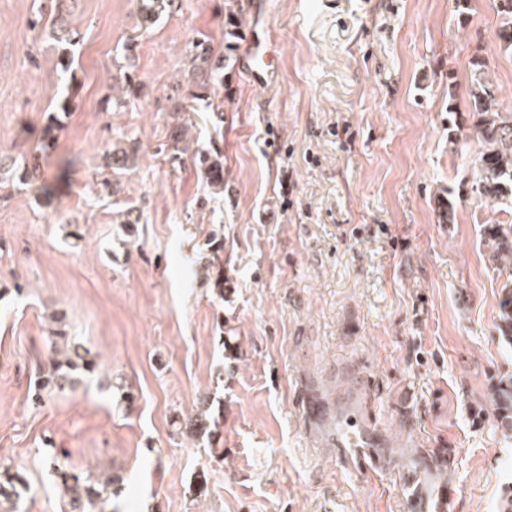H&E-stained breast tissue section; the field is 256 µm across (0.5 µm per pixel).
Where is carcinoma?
I'll list each match as a JSON object with an SVG mask.
<instances>
[{"label": "carcinoma", "instance_id": "obj_1", "mask_svg": "<svg viewBox=\"0 0 512 512\" xmlns=\"http://www.w3.org/2000/svg\"><path fill=\"white\" fill-rule=\"evenodd\" d=\"M142 19L145 26L153 25L171 0H139ZM500 22L496 39L500 51L512 57V0H498ZM193 68L205 76V84L216 86L224 82V59L214 58L205 39L200 38L190 47ZM470 118L474 120L473 133L481 150L476 159L475 176L472 177V193L484 200H493L507 208H512V112L500 110L498 99L491 83L487 79L485 63L480 59L471 61L470 80L467 88ZM59 118H49L48 135L35 147L30 155L21 161L11 160L5 163L0 157V175L9 170L18 175L22 184H32L40 189L46 201L53 199L48 186L44 185L45 174L41 160L55 150V139L51 136ZM185 128L178 126L172 130L169 143L164 145V152L171 158L178 159L186 152ZM138 148L126 141H117L112 150L103 158V167L117 173L132 167L137 158ZM203 180L214 194L224 192V164L220 156L207 151H200L194 156ZM484 246L488 258L501 269L512 271V222L509 224H487L483 231ZM501 319L506 329L512 331V280H506L501 288ZM53 353L52 371L35 387L34 400L40 403L46 397L59 395L74 390L79 378L93 374L98 363L88 352L74 344L68 345L66 333L57 330L49 336ZM492 404L497 412L501 430L512 434V375H503L493 386ZM211 426L210 403L204 401L197 409L189 431L204 434ZM63 487L70 498V503L78 504L82 512H98L102 504L101 494L94 486L82 485L78 477L62 473Z\"/></svg>", "mask_w": 512, "mask_h": 512}]
</instances>
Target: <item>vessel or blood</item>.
Wrapping results in <instances>:
<instances>
[{
	"mask_svg": "<svg viewBox=\"0 0 512 512\" xmlns=\"http://www.w3.org/2000/svg\"><path fill=\"white\" fill-rule=\"evenodd\" d=\"M248 53L243 58L244 69L259 82L265 81L268 74L266 46L259 36H252L247 44ZM305 415L315 422L322 443L328 448H339L344 455L352 460L356 471L363 476H371L374 472V456L370 451L376 443L378 435L373 429L374 421L356 405L352 399L346 398L338 402L335 413H327L321 409L310 407ZM452 499L451 492H442L436 502H429L426 495L410 496L407 503L408 512H447Z\"/></svg>",
	"mask_w": 512,
	"mask_h": 512,
	"instance_id": "1",
	"label": "vessel or blood"
}]
</instances>
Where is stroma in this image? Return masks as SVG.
<instances>
[{"label": "stroma", "instance_id": "1", "mask_svg": "<svg viewBox=\"0 0 512 512\" xmlns=\"http://www.w3.org/2000/svg\"><path fill=\"white\" fill-rule=\"evenodd\" d=\"M58 12L81 36L67 73ZM499 22L497 0H173L149 28L137 0H0V156L70 104L43 165L59 206L0 184V470L22 478L24 512H70L55 461L112 481L108 512H407V473L431 497L452 485L448 512H502L512 438L491 388L512 374V274L482 233L512 210L471 192L466 98L480 57L512 112ZM253 32L275 45L261 86L239 65ZM199 38L224 59L208 94ZM178 122L190 153H221L222 194L190 153H161ZM125 139L137 163L104 189L101 158ZM128 208L139 223H120ZM60 311L99 369L37 406ZM363 377L379 470L360 480L303 403ZM205 398L218 423L201 439L187 424Z\"/></svg>", "mask_w": 512, "mask_h": 512}]
</instances>
